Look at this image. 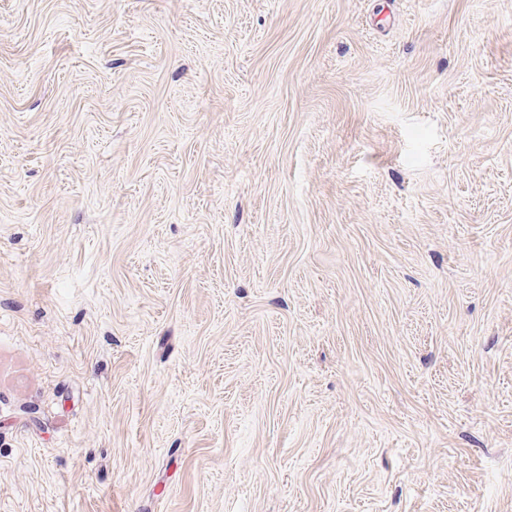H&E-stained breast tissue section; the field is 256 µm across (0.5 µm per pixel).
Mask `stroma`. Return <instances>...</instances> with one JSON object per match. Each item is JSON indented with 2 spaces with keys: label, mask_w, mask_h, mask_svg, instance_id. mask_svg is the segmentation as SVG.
<instances>
[{
  "label": "stroma",
  "mask_w": 512,
  "mask_h": 512,
  "mask_svg": "<svg viewBox=\"0 0 512 512\" xmlns=\"http://www.w3.org/2000/svg\"><path fill=\"white\" fill-rule=\"evenodd\" d=\"M0 512H512V0H0Z\"/></svg>",
  "instance_id": "stroma-1"
}]
</instances>
